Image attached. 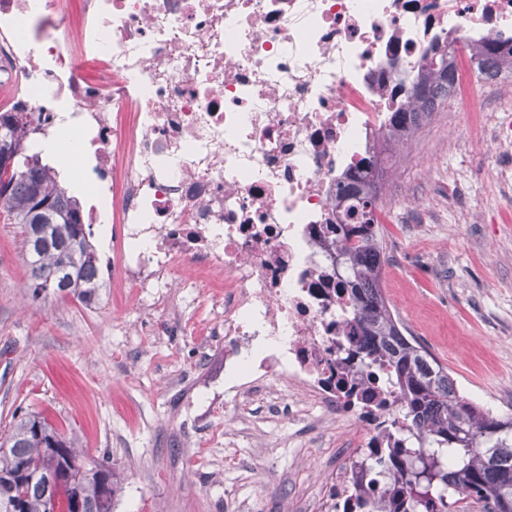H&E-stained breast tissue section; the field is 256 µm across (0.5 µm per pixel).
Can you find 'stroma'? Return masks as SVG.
Masks as SVG:
<instances>
[{
    "label": "stroma",
    "instance_id": "obj_1",
    "mask_svg": "<svg viewBox=\"0 0 512 512\" xmlns=\"http://www.w3.org/2000/svg\"><path fill=\"white\" fill-rule=\"evenodd\" d=\"M483 126L456 96L415 133L395 175L422 209L407 221L401 201H384L381 233L395 313L488 410L512 402V207L495 177L460 171L457 144L479 146ZM20 241L0 215V434L19 406L108 457L125 476L114 512H308L334 452L225 390L223 337L182 332L186 289L147 313L126 307V288L89 306L36 300Z\"/></svg>",
    "mask_w": 512,
    "mask_h": 512
}]
</instances>
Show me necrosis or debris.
Masks as SVG:
<instances>
[{"instance_id":"obj_1","label":"necrosis or debris","mask_w":512,"mask_h":512,"mask_svg":"<svg viewBox=\"0 0 512 512\" xmlns=\"http://www.w3.org/2000/svg\"><path fill=\"white\" fill-rule=\"evenodd\" d=\"M0 0V83L28 145L81 147L88 224L121 232L106 285L148 308L173 283L224 338V381L276 390L346 434L313 512H371L392 480L369 448L408 440L349 323L336 188L386 142L432 62L512 47V0ZM473 174L512 186V110Z\"/></svg>"}]
</instances>
